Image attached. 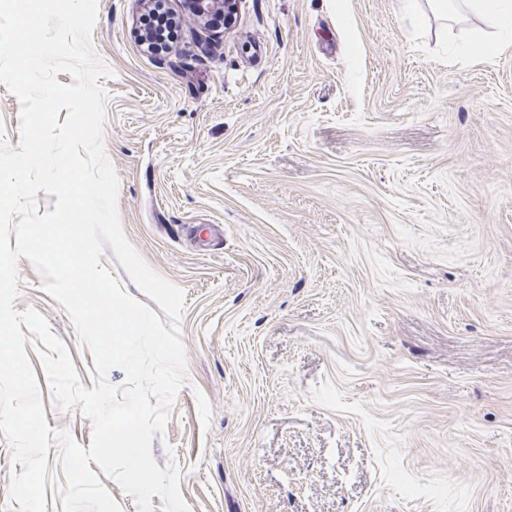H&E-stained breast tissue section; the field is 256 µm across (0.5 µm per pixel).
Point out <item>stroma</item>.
<instances>
[{"instance_id":"35a3bbf8","label":"stroma","mask_w":512,"mask_h":512,"mask_svg":"<svg viewBox=\"0 0 512 512\" xmlns=\"http://www.w3.org/2000/svg\"><path fill=\"white\" fill-rule=\"evenodd\" d=\"M152 54L98 0L124 234L185 294L158 467L190 512H512V33L401 0H237ZM499 44L473 65L463 43ZM93 388L65 309L17 264ZM50 428L89 447L24 344Z\"/></svg>"}]
</instances>
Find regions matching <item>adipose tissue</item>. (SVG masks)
<instances>
[{
  "mask_svg": "<svg viewBox=\"0 0 512 512\" xmlns=\"http://www.w3.org/2000/svg\"><path fill=\"white\" fill-rule=\"evenodd\" d=\"M404 20L418 25L423 9L441 20L457 18L467 10L485 16L493 25L512 28V0H401Z\"/></svg>",
  "mask_w": 512,
  "mask_h": 512,
  "instance_id": "ef3b65f1",
  "label": "adipose tissue"
}]
</instances>
